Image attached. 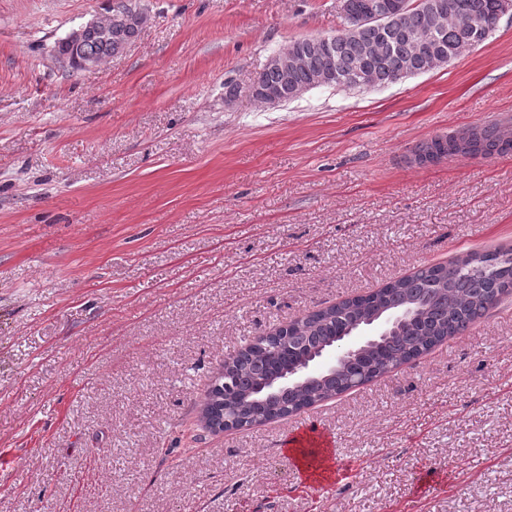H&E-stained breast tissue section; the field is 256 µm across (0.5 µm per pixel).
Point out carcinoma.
Instances as JSON below:
<instances>
[{"label": "carcinoma", "mask_w": 512, "mask_h": 512, "mask_svg": "<svg viewBox=\"0 0 512 512\" xmlns=\"http://www.w3.org/2000/svg\"><path fill=\"white\" fill-rule=\"evenodd\" d=\"M357 13H384L395 0H355ZM498 0H419L406 10L399 25L382 36L378 30L359 19L343 18L344 28L333 36L330 53L312 37L288 44V65L262 69L258 81L267 90L292 101L290 90L295 85H309L315 79L333 72L329 85L359 88L367 78V87H380L403 77L421 74L434 68V56L446 53L459 56L472 50L473 36L464 28L444 24L434 51L426 46L427 36L436 28L434 10L475 17L488 26L479 43L490 36L497 22ZM141 29L128 25L122 18L112 22V34L89 32L80 51L100 61L115 56V43L131 45ZM512 146V138L499 134L493 125L470 130L461 137L437 136L416 147L415 155L428 156L435 163L455 154L488 155L502 153ZM512 294V250L494 249L473 252L448 264L423 265L411 275L384 287L320 308L296 319L302 350L312 351L338 336L358 317H371L381 312L412 310L406 322L381 340L375 348L336 372V387H342L356 372L371 382L430 352L447 339L459 336L478 323L501 300ZM289 367L279 350L257 345L241 356L224 376V394L238 417H249L253 410L266 406L267 398L254 397L259 381L272 378ZM336 396L327 392L318 397L314 388L300 387L285 394L283 401L308 408Z\"/></svg>", "instance_id": "carcinoma-1"}]
</instances>
